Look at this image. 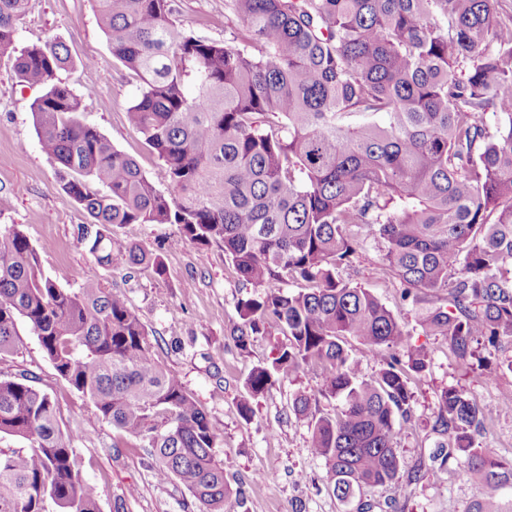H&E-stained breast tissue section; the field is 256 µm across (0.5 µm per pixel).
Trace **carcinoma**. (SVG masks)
<instances>
[{
	"label": "carcinoma",
	"instance_id": "cac0c4a2",
	"mask_svg": "<svg viewBox=\"0 0 512 512\" xmlns=\"http://www.w3.org/2000/svg\"><path fill=\"white\" fill-rule=\"evenodd\" d=\"M28 0H0V55L15 52ZM113 58L140 80L129 125L162 162L172 192L158 190L135 159L84 123L82 98L60 77L73 61L60 42L24 48L19 82L40 86L30 105L43 153L63 191L89 221L77 242L112 265L119 224H174L180 238L216 244L249 292L230 332L245 350L270 324L288 343L246 381L258 396L307 367L338 402L311 420L321 482L352 512H404L362 498L400 478L401 421L411 381L428 353L410 343L390 309L336 274L373 231L378 266L398 276L402 298L439 291L425 332L448 341L464 371L488 381L512 359L479 348L512 338V4L505 0H224V40L178 22L175 0H97ZM496 117L489 125L487 115ZM128 263L160 256L137 245ZM302 280L289 291L279 284ZM38 337L57 374L99 417L143 443L161 481H175L199 512H226L232 488L213 448L209 417L180 378L149 353L148 332L128 301L101 280L62 288L15 224H0V360L17 350V321ZM383 357L358 375L347 337ZM312 396L288 410L309 413ZM500 412L465 390L441 391L432 462L478 477L469 512H512V461L480 437ZM0 512H98L82 480L73 435L28 376L0 379Z\"/></svg>",
	"mask_w": 512,
	"mask_h": 512
}]
</instances>
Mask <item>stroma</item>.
Instances as JSON below:
<instances>
[{"mask_svg": "<svg viewBox=\"0 0 512 512\" xmlns=\"http://www.w3.org/2000/svg\"><path fill=\"white\" fill-rule=\"evenodd\" d=\"M178 21L196 35L224 37V0H177ZM54 39L64 44L72 67L63 72L70 88L84 98L80 118L98 128L120 151L133 156L160 191L168 183L157 156L144 145L126 120L125 110L137 93L138 81L112 56L100 26L95 0H29L17 26L16 48ZM39 87L17 82L13 59L0 57V224H16L40 250L44 272L64 288L79 277L100 279L123 295L145 325L153 359L181 379L187 394L219 429L215 448L232 488L245 494L246 512H344L320 478L324 463L309 451L312 417L333 413L334 399L319 396L322 380L307 371L250 397L246 380L267 364L284 344L279 330L258 337L247 351L229 337L240 321L237 305L245 295L235 269L218 245L202 247L181 240L173 224L114 226L112 264L104 267L76 241L87 213L61 188L56 169L41 150L30 105ZM135 243L161 256L164 270L129 269L123 247ZM373 238L341 266L338 274L351 285L370 290L392 310L424 346L429 366L413 380V416L398 440L402 476L388 486L364 488L372 501L396 499L405 512H468L481 499L478 479L460 478L454 467L433 468L432 431L442 390L457 387L484 404L501 405L500 414L482 438L495 456L512 460V373L489 382L458 369L447 342L426 335L421 310L402 300L398 278L377 267ZM28 370L37 386L52 398L63 431L74 437L77 464L84 480L96 486L99 512H199L192 496L173 481H159L140 442L99 418L92 404L56 373L37 336L26 322L18 324V351L0 360V378ZM316 396L310 416L296 417L288 404L295 392ZM253 415L243 418L242 401ZM421 477L408 481L413 471Z\"/></svg>", "mask_w": 512, "mask_h": 512, "instance_id": "obj_1", "label": "stroma"}]
</instances>
